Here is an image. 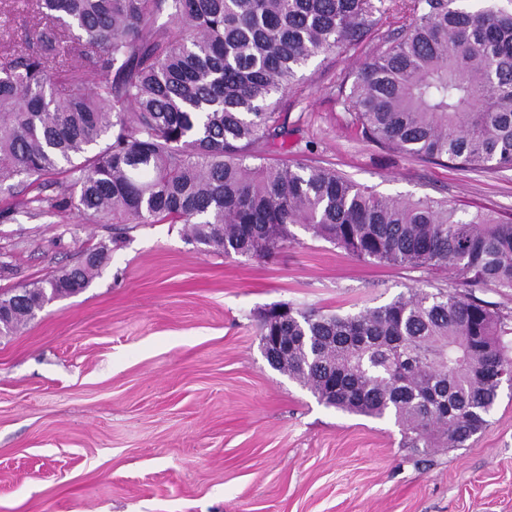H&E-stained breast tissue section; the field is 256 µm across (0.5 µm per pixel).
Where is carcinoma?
I'll use <instances>...</instances> for the list:
<instances>
[{
	"label": "carcinoma",
	"instance_id": "cac0c4a2",
	"mask_svg": "<svg viewBox=\"0 0 512 512\" xmlns=\"http://www.w3.org/2000/svg\"><path fill=\"white\" fill-rule=\"evenodd\" d=\"M410 0L405 34L357 72L344 103L362 134L418 159L512 169V11ZM0 51V181L113 224H185L226 255L265 256L299 225L359 258L442 269L512 290V218L379 196L324 166L274 165L280 99L308 62L369 30L383 0H29ZM166 17L161 23L159 19ZM96 77L92 89L84 76ZM103 244L0 294V335L85 290ZM258 336L288 343L276 370L340 411L394 418L412 448H458L512 381V327L471 294L411 288L355 313L288 308Z\"/></svg>",
	"mask_w": 512,
	"mask_h": 512
}]
</instances>
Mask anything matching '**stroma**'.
Wrapping results in <instances>:
<instances>
[{
  "label": "stroma",
  "mask_w": 512,
  "mask_h": 512,
  "mask_svg": "<svg viewBox=\"0 0 512 512\" xmlns=\"http://www.w3.org/2000/svg\"><path fill=\"white\" fill-rule=\"evenodd\" d=\"M407 0L347 49L309 61L279 105L272 163L331 166L385 196L512 215L511 170H461L366 139L343 103ZM65 175L0 182V293L111 252L90 286L0 335V512H512V386L461 448H409L273 369L258 316L464 293L463 277L357 258L294 227L268 257L224 256L182 224H103L55 209Z\"/></svg>",
  "instance_id": "stroma-1"
}]
</instances>
